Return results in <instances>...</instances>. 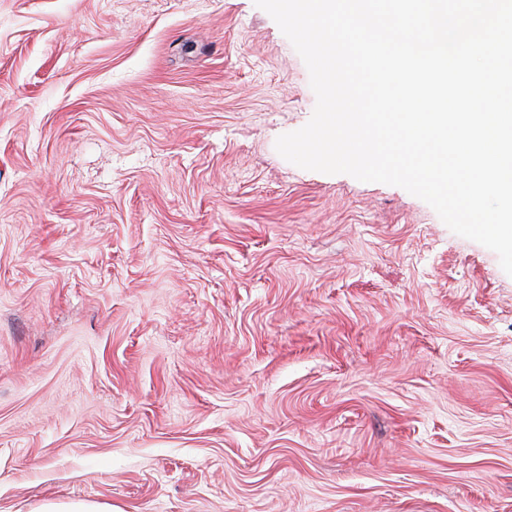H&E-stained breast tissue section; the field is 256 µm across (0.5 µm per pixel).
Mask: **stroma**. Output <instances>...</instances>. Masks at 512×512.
<instances>
[{
  "instance_id": "1",
  "label": "stroma",
  "mask_w": 512,
  "mask_h": 512,
  "mask_svg": "<svg viewBox=\"0 0 512 512\" xmlns=\"http://www.w3.org/2000/svg\"><path fill=\"white\" fill-rule=\"evenodd\" d=\"M315 105L254 0H0V512H512V277ZM39 512H112V506L85 501L47 503L39 509Z\"/></svg>"
}]
</instances>
